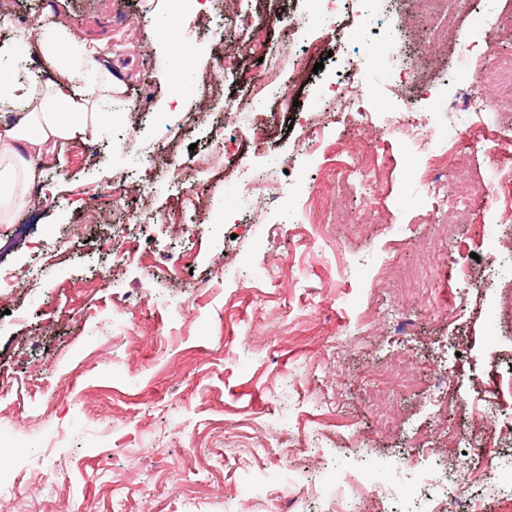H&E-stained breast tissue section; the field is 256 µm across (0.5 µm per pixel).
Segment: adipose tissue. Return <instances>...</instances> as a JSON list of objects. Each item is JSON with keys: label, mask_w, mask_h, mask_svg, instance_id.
Masks as SVG:
<instances>
[{"label": "adipose tissue", "mask_w": 512, "mask_h": 512, "mask_svg": "<svg viewBox=\"0 0 512 512\" xmlns=\"http://www.w3.org/2000/svg\"><path fill=\"white\" fill-rule=\"evenodd\" d=\"M0 26L12 30L0 44V59L33 61L51 73L39 88L30 80L0 83V104L17 106L13 112L0 111V224H12L40 172L58 161L65 143L98 134L105 122L101 101L122 95L124 85L56 15L16 28L10 0H0ZM89 64L96 72L91 82L85 79Z\"/></svg>", "instance_id": "adipose-tissue-1"}]
</instances>
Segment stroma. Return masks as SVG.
I'll list each match as a JSON object with an SVG mask.
<instances>
[{"mask_svg":"<svg viewBox=\"0 0 512 512\" xmlns=\"http://www.w3.org/2000/svg\"><path fill=\"white\" fill-rule=\"evenodd\" d=\"M11 6L17 25L50 11L100 44L126 94L113 100L96 139L64 145L20 222L0 224V275L29 282L0 288V469L18 485L0 491V512H56L61 504L67 512H224L228 502L237 512H286L292 496L308 512H327L308 493V479L343 477L349 497L369 462L400 477L368 512H406L419 495L402 476L408 436L433 429L434 417L421 395H398L397 427L380 426L362 388L384 386L386 361L434 364L429 386L453 378L462 402L446 421L463 435L483 403L512 409V392L498 386L512 374V325L495 326L488 316L495 289L448 284L450 268L489 245L491 214L459 226L462 249L432 274L435 296L455 309V321L404 309L400 273L414 265L422 241L444 236V225L422 223L421 201L406 192L373 207L363 185L333 188L329 157L358 165L381 152L355 113L321 114L314 139L299 119L314 110L322 80L345 79L347 59L387 33L392 53L418 62L435 95L458 108L473 98V89L450 79L457 59L447 42L429 37L428 20L445 10L444 0L427 13L415 0H381L366 26L353 5L336 26L312 25L304 82L288 69L280 78L296 104L254 156L259 164L279 159V193L299 171L305 193L316 195L312 210L288 224L277 203L231 211L223 184L197 183L194 173L211 158L228 104L247 98L259 74L249 56L224 72L225 54L251 40L276 51L289 24L304 22V0H227L218 14L203 0L179 27L197 47L188 92L159 31L169 0ZM173 163L180 173L147 182L145 167ZM103 187L110 195L88 210L89 194ZM182 193L196 197L194 221L169 224ZM132 200L150 222L132 217ZM393 219L396 237L383 232ZM229 220L242 224L240 237L226 236ZM316 234L318 246L309 247ZM127 239L135 258L102 278ZM178 254L189 255L191 270L172 272L169 259ZM364 316L374 322L367 332L358 325ZM453 348L463 357L449 359ZM47 475L53 486L37 494ZM254 476L271 495L250 494ZM158 484L163 494L145 498Z\"/></svg>","mask_w":512,"mask_h":512,"instance_id":"obj_1","label":"stroma"}]
</instances>
